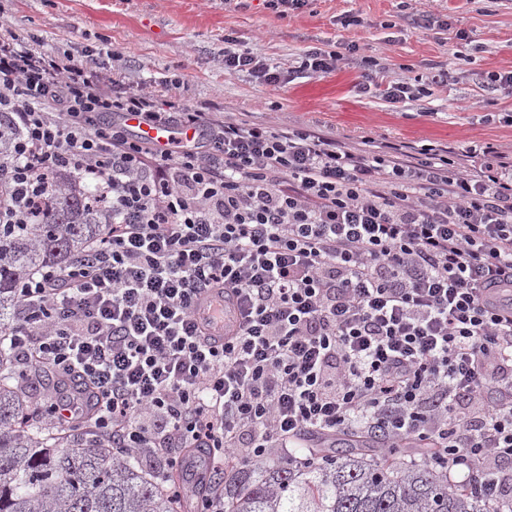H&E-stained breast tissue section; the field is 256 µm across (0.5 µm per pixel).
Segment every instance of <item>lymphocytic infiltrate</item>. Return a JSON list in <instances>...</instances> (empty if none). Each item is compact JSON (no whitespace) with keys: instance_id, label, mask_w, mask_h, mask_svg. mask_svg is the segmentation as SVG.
Masks as SVG:
<instances>
[{"instance_id":"1","label":"lymphocytic infiltrate","mask_w":512,"mask_h":512,"mask_svg":"<svg viewBox=\"0 0 512 512\" xmlns=\"http://www.w3.org/2000/svg\"><path fill=\"white\" fill-rule=\"evenodd\" d=\"M102 82L0 39V112L22 133L9 222L29 223L60 172L112 209L0 323L23 371L81 378L52 420L168 467L207 448L254 470L305 464L306 436L359 427L436 442L489 501L512 489V163L494 145L470 175L449 148L369 158ZM132 115L202 138L160 148L132 135ZM217 290L239 313L214 311L220 343L194 312Z\"/></svg>"}]
</instances>
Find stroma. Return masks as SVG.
Instances as JSON below:
<instances>
[{"label": "stroma", "instance_id": "obj_1", "mask_svg": "<svg viewBox=\"0 0 512 512\" xmlns=\"http://www.w3.org/2000/svg\"><path fill=\"white\" fill-rule=\"evenodd\" d=\"M447 29L417 26L423 12ZM357 15L359 24L342 26ZM0 18L42 49L84 60L100 51L101 71L124 86L156 93L236 119L309 129L362 148L375 144L468 146L463 165L478 172L494 144L512 158V85L486 91L488 73L512 71V0H309L282 17L265 0H0ZM467 39H457V31ZM286 72V82H260L224 71L226 40ZM343 52L329 74L298 71L309 49ZM377 60L385 80L413 81L448 67L447 83L390 103L356 91L362 58Z\"/></svg>", "mask_w": 512, "mask_h": 512}]
</instances>
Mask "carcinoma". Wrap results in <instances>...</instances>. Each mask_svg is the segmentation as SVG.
I'll use <instances>...</instances> for the list:
<instances>
[{
  "label": "carcinoma",
  "mask_w": 512,
  "mask_h": 512,
  "mask_svg": "<svg viewBox=\"0 0 512 512\" xmlns=\"http://www.w3.org/2000/svg\"><path fill=\"white\" fill-rule=\"evenodd\" d=\"M19 131L0 112V164L14 153ZM31 224L0 223V317L17 302V288L36 271L66 267L112 223V210L90 200L68 174ZM33 397L13 352L0 344V512H195L179 474L144 467L87 427L69 430L32 423ZM370 437L343 434L332 448L312 449L298 469L241 471L232 484L209 477L202 490L224 495V512H489L481 496L448 490L430 448L409 445L377 461Z\"/></svg>",
  "instance_id": "cac0c4a2"
}]
</instances>
